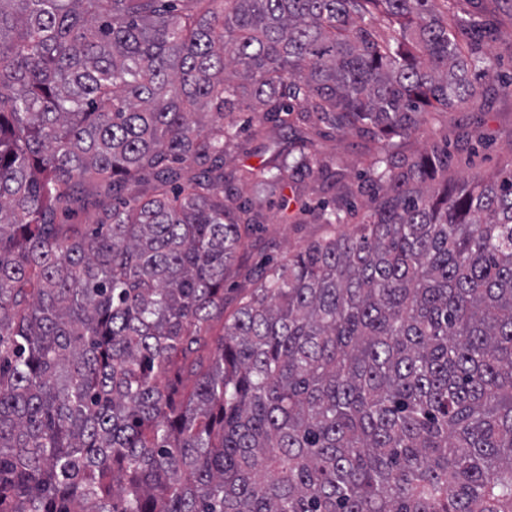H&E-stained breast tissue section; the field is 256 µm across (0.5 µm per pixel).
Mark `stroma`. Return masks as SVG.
Masks as SVG:
<instances>
[{
  "instance_id": "1",
  "label": "stroma",
  "mask_w": 512,
  "mask_h": 512,
  "mask_svg": "<svg viewBox=\"0 0 512 512\" xmlns=\"http://www.w3.org/2000/svg\"><path fill=\"white\" fill-rule=\"evenodd\" d=\"M492 67L482 76L483 93L477 101L449 108L439 121L428 124L407 139L405 156H414L432 146L448 149V184L512 170V0H502L498 29L488 43ZM255 113H237L241 132L232 158L234 164L256 166L273 151L293 149L302 140L312 139L313 148L340 173L333 185H320L307 177L284 191L287 213L268 212L264 223L245 240L239 259L230 267L224 282V311L232 313L244 288L250 287L260 267L267 261L294 252L325 231L313 211L320 204L350 207L351 222L372 204L373 191L367 184L374 147L351 132L324 131L310 137L308 130L283 131L270 128L265 139L252 141L248 128Z\"/></svg>"
}]
</instances>
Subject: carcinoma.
<instances>
[{"label":"carcinoma","instance_id":"cac0c4a2","mask_svg":"<svg viewBox=\"0 0 512 512\" xmlns=\"http://www.w3.org/2000/svg\"><path fill=\"white\" fill-rule=\"evenodd\" d=\"M489 2L0 0V512H512V172L399 156ZM241 110L377 139L376 203L226 319L268 204L336 180L227 166Z\"/></svg>","mask_w":512,"mask_h":512}]
</instances>
